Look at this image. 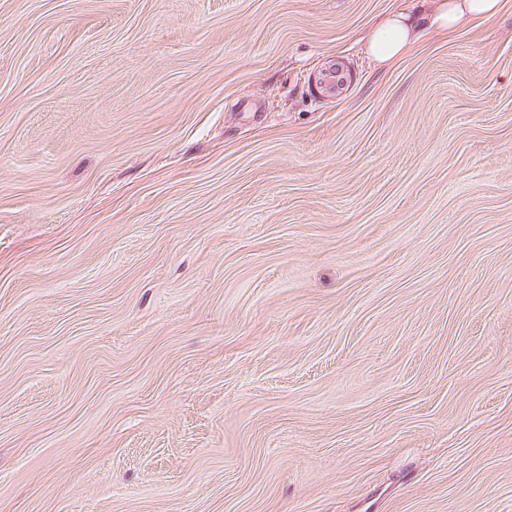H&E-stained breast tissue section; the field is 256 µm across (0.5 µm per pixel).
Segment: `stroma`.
<instances>
[{
	"instance_id": "35a3bbf8",
	"label": "stroma",
	"mask_w": 512,
	"mask_h": 512,
	"mask_svg": "<svg viewBox=\"0 0 512 512\" xmlns=\"http://www.w3.org/2000/svg\"><path fill=\"white\" fill-rule=\"evenodd\" d=\"M502 3L0 0V512H512ZM501 0H439L429 13H403L375 25L366 38L369 55L385 66L400 58L426 32L448 33L461 20L490 21L500 10Z\"/></svg>"
}]
</instances>
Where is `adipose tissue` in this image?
I'll use <instances>...</instances> for the list:
<instances>
[{"mask_svg":"<svg viewBox=\"0 0 512 512\" xmlns=\"http://www.w3.org/2000/svg\"><path fill=\"white\" fill-rule=\"evenodd\" d=\"M499 10L500 0H438L431 12L398 13L375 25L366 39V49L384 66L405 54L426 32L454 30L466 18L490 21Z\"/></svg>","mask_w":512,"mask_h":512,"instance_id":"1","label":"adipose tissue"}]
</instances>
